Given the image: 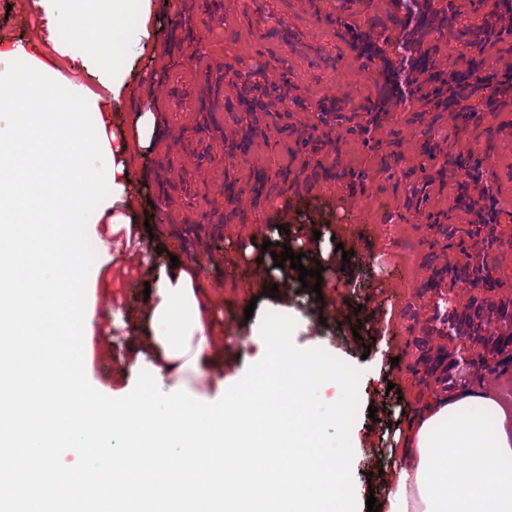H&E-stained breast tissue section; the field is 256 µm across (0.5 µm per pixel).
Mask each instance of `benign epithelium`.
I'll use <instances>...</instances> for the list:
<instances>
[{
  "label": "benign epithelium",
  "mask_w": 512,
  "mask_h": 512,
  "mask_svg": "<svg viewBox=\"0 0 512 512\" xmlns=\"http://www.w3.org/2000/svg\"><path fill=\"white\" fill-rule=\"evenodd\" d=\"M455 277L474 289L494 288L486 266L477 273L458 268ZM448 384L455 381L451 371L462 368L493 369L505 360L512 362V297L491 301L474 298L460 307L448 300Z\"/></svg>",
  "instance_id": "1"
}]
</instances>
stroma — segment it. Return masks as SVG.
Returning a JSON list of instances; mask_svg holds the SVG:
<instances>
[{
    "instance_id": "obj_1",
    "label": "stroma",
    "mask_w": 512,
    "mask_h": 512,
    "mask_svg": "<svg viewBox=\"0 0 512 512\" xmlns=\"http://www.w3.org/2000/svg\"><path fill=\"white\" fill-rule=\"evenodd\" d=\"M208 0H153V27L161 60L142 56L133 79L150 77L157 94L133 93L111 117L109 130L130 134L134 108L158 118L154 141L133 168L137 174L138 227L112 228L97 220V201L86 204L79 241H96L97 278L81 282L77 304L88 329L105 339L86 349L75 370L79 399L120 413L143 405L162 422L174 404L186 402L203 416L221 414L234 392L261 369L269 354L246 345L244 326L289 324L291 353L326 373L307 401L321 427L324 450L350 441L360 454L354 485L372 487L384 499L400 463L406 429L426 399L463 391L499 394L512 402V365L469 371L465 386L444 389L427 371L448 339L441 320L449 301L465 304L471 288L448 279L465 253L483 252L500 282L491 300L512 295V95L485 110L482 93L467 99L480 115L462 126L455 113L432 99L390 102L370 123V111L396 61L403 11L398 0H311L305 16L282 21L270 0H254L281 34L280 46L250 41L245 17L216 23ZM496 0H433L444 17L426 37L437 70L486 75L512 65V32L485 40L482 24ZM46 14L0 0V50L46 32ZM362 35L379 47L361 53ZM58 47L45 60L65 83L94 85V61L76 63L83 47L57 31ZM224 118L200 109L225 78ZM370 124L373 148L363 147L357 125ZM201 149L210 181H167L164 163ZM470 155L481 165V184L500 204L498 234L491 244L477 234L473 214L458 204L451 160ZM348 230L354 254L336 250L337 227ZM316 240L328 265L320 292L298 279L281 283L264 242H280L300 254ZM218 263H205L207 255ZM179 261L211 298L208 312L219 346L199 371L166 373L153 333L146 284ZM277 285L276 296L262 285ZM252 316H245L246 306ZM80 431L65 434L50 461L57 475L102 477L94 454L74 456L86 444Z\"/></svg>"
}]
</instances>
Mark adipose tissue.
<instances>
[{
	"label": "adipose tissue",
	"instance_id": "ef3b65f1",
	"mask_svg": "<svg viewBox=\"0 0 512 512\" xmlns=\"http://www.w3.org/2000/svg\"><path fill=\"white\" fill-rule=\"evenodd\" d=\"M69 13L48 18L49 33L65 29L88 55L109 58L128 18L136 35L126 55L162 51L151 24V0H72ZM19 74L0 80V110L12 117V133L0 137V342L20 336L54 338L56 325L84 335L73 294L84 276L79 246L70 234L85 223V202L102 181L112 196L99 215L112 224L131 223L135 210L132 162L152 142L156 115L137 113L131 136L108 137L107 122L127 86L126 70L103 69L98 90L66 86L38 57L28 40L9 51ZM92 111V122L82 114ZM50 255L59 277L45 278L40 258ZM154 341L167 360L192 357L202 362L213 352L207 304L200 301L192 275L182 267L163 274L151 290ZM285 326L251 331L249 339L275 352L281 376H261L225 403L224 413L203 421L191 405L176 404L164 423L180 436L186 460L199 463L206 480L187 475L167 482L172 461L148 443L132 455L117 457L111 448L98 455L113 470L135 472L114 485L118 512H155L163 501L174 512H356L357 498L348 484L354 464L352 447L328 453L319 441L306 393L310 367L287 355L280 338ZM76 353L66 348L50 375H36L28 413L40 417L37 458L48 465L55 453V420L61 413L54 395L77 390ZM495 424H487V414ZM401 456L405 461L388 493L383 512H512V405L485 392L451 400H429L409 426ZM9 484L1 504L30 507L46 494L36 473L19 456L16 470L0 475Z\"/></svg>",
	"mask_w": 512,
	"mask_h": 512
}]
</instances>
